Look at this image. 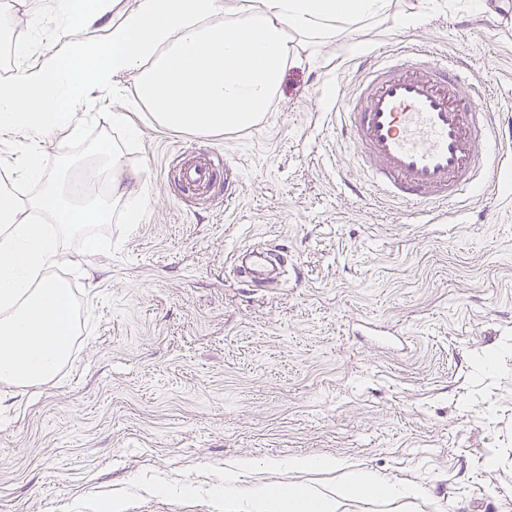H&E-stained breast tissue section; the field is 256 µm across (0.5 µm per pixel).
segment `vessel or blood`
Returning <instances> with one entry per match:
<instances>
[{
    "label": "vessel or blood",
    "mask_w": 512,
    "mask_h": 512,
    "mask_svg": "<svg viewBox=\"0 0 512 512\" xmlns=\"http://www.w3.org/2000/svg\"><path fill=\"white\" fill-rule=\"evenodd\" d=\"M358 70L352 93L337 95L327 123L353 146L364 184L379 200L434 209L492 181L499 157L485 146L500 118L453 61L423 46H392L360 60ZM181 173L190 187L215 182L204 157Z\"/></svg>",
    "instance_id": "obj_1"
}]
</instances>
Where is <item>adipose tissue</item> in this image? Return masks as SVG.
Returning <instances> with one entry per match:
<instances>
[{
	"mask_svg": "<svg viewBox=\"0 0 512 512\" xmlns=\"http://www.w3.org/2000/svg\"><path fill=\"white\" fill-rule=\"evenodd\" d=\"M53 0L54 47L43 48L40 14L0 10V33L25 26L21 55L37 54L13 80L0 82V131L28 133L20 179L41 183L20 200L0 190V383L34 387L56 378L74 336L68 288L46 270L64 259L68 236L106 223L123 207L138 223L143 191L122 167L119 145L95 149L88 173L108 178L104 197L75 199L47 170L46 149L60 131L80 136V105L119 75L133 79L137 98L165 129L210 135L256 126L287 68L310 62L312 48L340 30L395 18L393 0ZM249 460L224 467V501L251 512H338L350 500L370 505L413 501L424 491L385 475L347 471L335 489L303 484H244Z\"/></svg>",
	"mask_w": 512,
	"mask_h": 512,
	"instance_id": "obj_1",
	"label": "adipose tissue"
}]
</instances>
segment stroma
Here are the masks:
<instances>
[{"instance_id": "obj_1", "label": "stroma", "mask_w": 512, "mask_h": 512, "mask_svg": "<svg viewBox=\"0 0 512 512\" xmlns=\"http://www.w3.org/2000/svg\"><path fill=\"white\" fill-rule=\"evenodd\" d=\"M397 9L418 22L341 33L286 71L253 128H160L120 75L82 104L80 139L58 133L75 164L119 140L107 113H128L144 205L140 223L117 209L89 226L111 250L86 255L78 232L51 270L81 337L54 381L0 385V512H225L213 489L241 459L251 482L327 490L347 464L426 490L340 512H512V139L490 187L435 221L344 189L353 148L325 127L359 61L399 43L461 60L487 109L512 115V0ZM187 149L235 159L234 203L182 189ZM247 249L287 255L282 282L239 278ZM294 456L339 468L272 469Z\"/></svg>"}]
</instances>
